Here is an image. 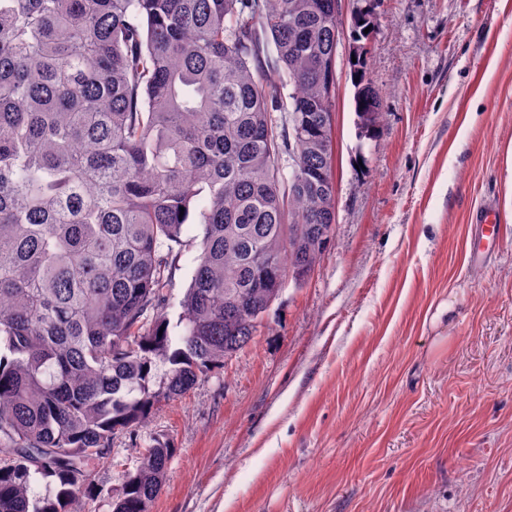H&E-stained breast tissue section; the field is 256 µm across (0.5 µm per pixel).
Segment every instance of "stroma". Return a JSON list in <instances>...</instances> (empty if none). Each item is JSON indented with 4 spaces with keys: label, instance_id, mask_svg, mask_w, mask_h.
<instances>
[{
    "label": "stroma",
    "instance_id": "35a3bbf8",
    "mask_svg": "<svg viewBox=\"0 0 512 512\" xmlns=\"http://www.w3.org/2000/svg\"><path fill=\"white\" fill-rule=\"evenodd\" d=\"M383 120L362 132L349 20ZM336 222L253 341L117 433L76 512H112L125 471L172 446L150 512H512V0H342ZM495 201L500 246L470 260ZM168 294L191 283L189 226Z\"/></svg>",
    "mask_w": 512,
    "mask_h": 512
}]
</instances>
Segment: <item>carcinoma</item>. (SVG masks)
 I'll use <instances>...</instances> for the list:
<instances>
[{
  "label": "carcinoma",
  "instance_id": "carcinoma-1",
  "mask_svg": "<svg viewBox=\"0 0 512 512\" xmlns=\"http://www.w3.org/2000/svg\"><path fill=\"white\" fill-rule=\"evenodd\" d=\"M340 28L334 0H0V512H74L112 436L246 347L319 264ZM350 73L371 132L362 55ZM172 456L146 448L112 512H149ZM183 244L186 247L174 245L177 258L172 268L171 283L168 287V295L172 302L176 304L183 297L186 289L191 283V279L196 267L195 258L200 252V229L197 225L187 227V231L183 234ZM180 248V251H179Z\"/></svg>",
  "mask_w": 512,
  "mask_h": 512
}]
</instances>
